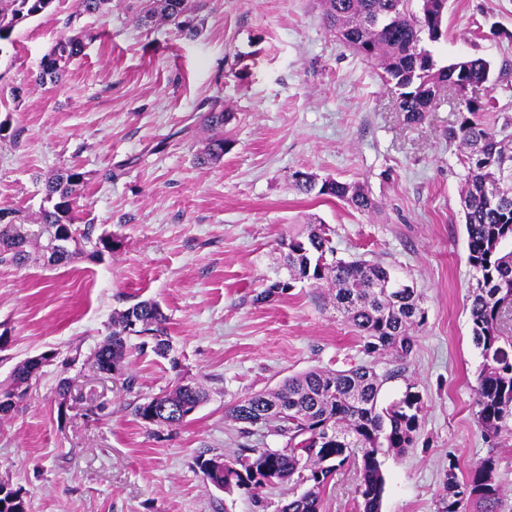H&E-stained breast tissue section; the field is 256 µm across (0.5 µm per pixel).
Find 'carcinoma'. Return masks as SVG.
I'll return each mask as SVG.
<instances>
[{
	"instance_id": "carcinoma-1",
	"label": "carcinoma",
	"mask_w": 512,
	"mask_h": 512,
	"mask_svg": "<svg viewBox=\"0 0 512 512\" xmlns=\"http://www.w3.org/2000/svg\"><path fill=\"white\" fill-rule=\"evenodd\" d=\"M54 0H0V42L9 40L22 22L39 16ZM448 0H321L323 18L336 37L358 54L372 60L379 76L399 90L398 107L411 123H420L439 104L437 89L451 80L461 86L485 83L489 63L481 57H462L437 66L425 41L438 42L445 35ZM141 23L170 25L189 36L198 32L201 0H128ZM112 0H77L75 16H106ZM85 44L73 36L56 43L43 58L36 82H55L60 62L81 55ZM466 113L448 130V138L462 148L464 185L461 200L468 236V263L477 276L469 307L471 335L483 359L475 389L476 418L484 436L512 433V146L498 138L495 127L483 113L496 108L493 98L466 100ZM232 113L218 100L209 103L205 126L218 130ZM228 142L211 139L202 164L224 158ZM84 174L76 166L58 171L46 185L49 208L32 218L14 211V220L0 231V265L20 264L27 259L30 243L21 231L26 224L40 226L46 236L42 245L50 265L70 263L89 247L92 253L115 251L121 241L95 234V225L79 224L75 218L77 188ZM296 189L305 195L328 196L348 203L360 212H370L375 202L358 185L336 179L318 180L297 170L292 174ZM66 239L71 248L58 247ZM286 250L284 268L288 280L269 281L255 295L265 302L288 294L297 283L319 289L330 287L336 315L351 324L365 340V350L388 357L396 368L379 373L373 365L345 370L310 369L285 380L272 391L251 393L236 403L228 417L236 423L245 443L231 461L222 454H200L195 465L203 482L222 491L240 490L267 507L264 492L288 483L303 491L276 506V512H322L326 491L347 466L360 472L358 512H381L385 478L379 454L387 449L403 453L414 447L420 428L422 397L405 392L402 399L382 405L384 383L403 375L416 346V332L427 321L420 293L397 279L390 268L377 261H344L336 258L329 233L322 224H310L304 234L280 242ZM167 316L152 299L140 300L112 316V332L94 353L100 370L121 373L131 337L140 339L138 350H149L166 359L172 368ZM42 360L29 358L13 371L11 385L0 391V418L17 407L26 391L23 385L37 376ZM203 389L192 383H177L146 401L134 405L133 413L146 425L180 426L201 406ZM264 430L282 441L279 448L256 447L247 442ZM497 459L490 453L478 461L467 477L459 478L448 465L445 492L436 501V512H501L502 489L496 482ZM0 512H28L25 493L0 484Z\"/></svg>"
}]
</instances>
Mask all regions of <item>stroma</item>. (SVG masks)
<instances>
[{
    "instance_id": "obj_1",
    "label": "stroma",
    "mask_w": 512,
    "mask_h": 512,
    "mask_svg": "<svg viewBox=\"0 0 512 512\" xmlns=\"http://www.w3.org/2000/svg\"><path fill=\"white\" fill-rule=\"evenodd\" d=\"M206 3L193 37L136 23L123 0L109 16L77 19L85 49L54 86L35 77L76 0H54L0 50V209L38 213L48 178L74 165L84 174L77 217L122 241L51 266L35 240L24 266H0V333L9 337L0 382L21 361L47 358L0 419V483L26 492L30 512H260L244 492L205 485L195 466L204 451L235 457L230 408L308 369L370 361L309 285L253 301L281 265V237L318 220L337 257L389 266L427 311L404 376L381 393L396 400L411 383L425 404L414 448L380 457L381 512H436L449 464L462 477L490 452L501 512H512V434L489 448L475 418L477 279L460 147L448 137L462 105L445 98L422 123L407 122L393 86L337 40L317 0ZM445 23L435 60L489 62L481 92L497 108L485 118L512 140V0H448ZM214 99L234 114L230 146L203 165L201 116ZM297 170L359 184L376 208L300 194ZM148 298L168 318L178 368L133 350L122 375L99 371L94 351L113 314ZM181 379L207 393L189 422L147 426L133 415Z\"/></svg>"
}]
</instances>
